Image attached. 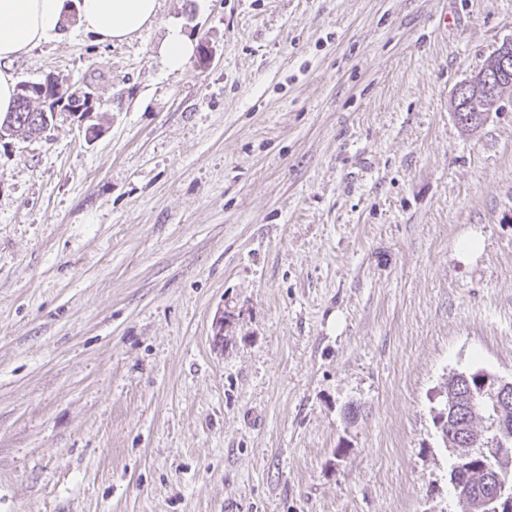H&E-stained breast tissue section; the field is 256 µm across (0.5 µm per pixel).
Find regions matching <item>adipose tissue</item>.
Segmentation results:
<instances>
[{"mask_svg": "<svg viewBox=\"0 0 512 512\" xmlns=\"http://www.w3.org/2000/svg\"><path fill=\"white\" fill-rule=\"evenodd\" d=\"M101 44L134 39L158 21L159 0H0V118L15 109L13 62L59 31L68 9Z\"/></svg>", "mask_w": 512, "mask_h": 512, "instance_id": "ef3b65f1", "label": "adipose tissue"}]
</instances>
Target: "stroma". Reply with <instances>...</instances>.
<instances>
[{"mask_svg":"<svg viewBox=\"0 0 512 512\" xmlns=\"http://www.w3.org/2000/svg\"><path fill=\"white\" fill-rule=\"evenodd\" d=\"M510 38L512 0H161L16 60L101 110L0 141V512H463L433 415L512 379V90L473 135L450 99ZM80 26L101 44L134 39L158 21L160 0H75ZM194 52V44L185 37L180 29L170 28L161 46L164 65L171 71L177 70Z\"/></svg>","mask_w":512,"mask_h":512,"instance_id":"obj_1","label":"stroma"}]
</instances>
